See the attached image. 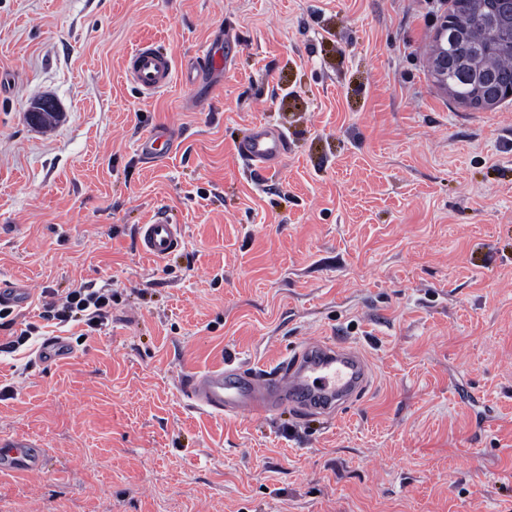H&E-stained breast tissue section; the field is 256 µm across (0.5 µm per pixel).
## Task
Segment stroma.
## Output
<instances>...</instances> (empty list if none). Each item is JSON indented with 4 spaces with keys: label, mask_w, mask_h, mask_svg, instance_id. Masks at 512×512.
<instances>
[{
    "label": "stroma",
    "mask_w": 512,
    "mask_h": 512,
    "mask_svg": "<svg viewBox=\"0 0 512 512\" xmlns=\"http://www.w3.org/2000/svg\"><path fill=\"white\" fill-rule=\"evenodd\" d=\"M451 0H0V512H512V97L456 101L432 55ZM143 42L224 69L143 96ZM60 115L32 127L37 99ZM268 123L287 155L236 152ZM175 142L151 162L140 139ZM181 248L144 256L156 210ZM110 286L105 326L42 305ZM32 338L9 349L17 329ZM70 359L44 365V338ZM356 347L373 382L330 418L197 408L180 381ZM236 148L246 162L267 170L287 152L288 135L271 125H254L242 136ZM2 451L1 457H6L8 465L15 471L31 470L35 468L39 462V455L33 461V452L39 450L40 444L31 439L24 437H10L0 440Z\"/></svg>",
    "instance_id": "obj_1"
}]
</instances>
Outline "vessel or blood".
<instances>
[{
	"mask_svg": "<svg viewBox=\"0 0 512 512\" xmlns=\"http://www.w3.org/2000/svg\"><path fill=\"white\" fill-rule=\"evenodd\" d=\"M204 67H185L186 83L223 70V57L208 53ZM125 73L137 89L148 96L169 87L175 63L171 55L150 44L135 47L125 58ZM168 129L155 130L139 143L144 158L159 159L172 148ZM288 149L287 133L271 125H255L237 144L238 154L249 164L270 169ZM138 239L144 255L164 259L183 243L181 225L171 223L165 211H156L150 223L139 225ZM370 374L362 354L343 343L308 339L289 357L272 367H217L192 375L182 386L190 398L209 413L233 418L244 412L273 414L289 407L303 413L335 414L337 406L363 394ZM37 441L24 437L0 440V456L16 471L35 468Z\"/></svg>",
	"mask_w": 512,
	"mask_h": 512,
	"instance_id": "1",
	"label": "vessel or blood"
}]
</instances>
